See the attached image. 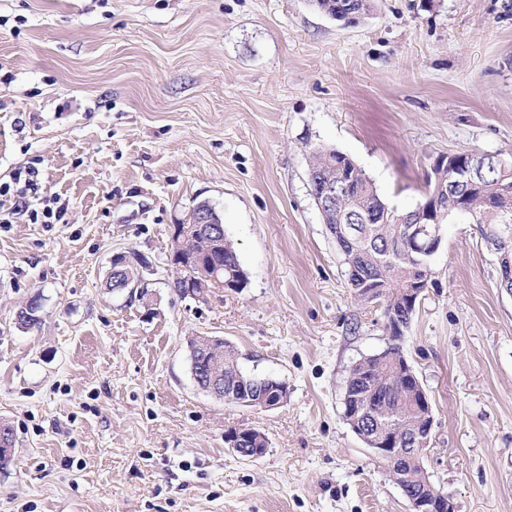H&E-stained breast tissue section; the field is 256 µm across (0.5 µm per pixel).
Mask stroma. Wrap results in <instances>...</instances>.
<instances>
[{
  "mask_svg": "<svg viewBox=\"0 0 512 512\" xmlns=\"http://www.w3.org/2000/svg\"><path fill=\"white\" fill-rule=\"evenodd\" d=\"M318 145L399 211L442 155L512 163V0H376L353 23L310 0H0V182L37 162L67 206L35 224L0 197V512H409L343 416L350 366L388 338L309 194ZM203 202L248 284L198 302L170 286V227ZM131 252L132 298L105 286ZM498 279L479 225L453 217L403 342L433 406L425 467L456 512H512ZM192 336L224 338L287 401L199 391ZM232 427L266 453H234ZM243 430L244 428H232L228 430L224 434V436H226L225 441L229 444L230 448L242 458L257 459L259 457H262L265 454L266 450L263 453H259L258 448H268V440L266 435L263 432H260L253 428L247 440V446H249L250 448H247L245 446L244 440V438H246L247 435H242L246 433ZM240 432H242V434H238Z\"/></svg>",
  "mask_w": 512,
  "mask_h": 512,
  "instance_id": "obj_1",
  "label": "stroma"
}]
</instances>
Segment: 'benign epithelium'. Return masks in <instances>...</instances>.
<instances>
[{"instance_id": "1", "label": "benign epithelium", "mask_w": 512, "mask_h": 512, "mask_svg": "<svg viewBox=\"0 0 512 512\" xmlns=\"http://www.w3.org/2000/svg\"><path fill=\"white\" fill-rule=\"evenodd\" d=\"M437 163L448 168V180H438L434 192L428 193L424 204L416 208L415 214L408 220L405 228L407 237L411 238L413 246L420 256L419 279L409 283L401 291L402 307L410 309L416 304L427 288L432 270L430 262L438 252L442 238V220L447 215L446 198L448 190L455 189V213L467 215L470 207L467 203L470 191L481 184L483 170L491 165L498 164L500 169H506V162L490 154L450 153L437 160ZM310 195L319 210L323 223L329 225L330 232L342 238L349 246L356 247L359 237L351 228L353 224H367L369 217L350 208L346 203L349 182L343 176L331 177L316 169L308 173ZM201 234L209 239L210 248L224 247V225L215 218L213 209H201L196 212L193 223L174 224L170 231L171 257L181 256L187 247V241L192 236ZM175 278L183 282L186 288L185 296L197 301H206L215 290L232 289V282L224 279V270L216 269L208 277L209 284L193 283V269L184 263L172 264ZM129 268L126 262L114 256L112 260L113 292L133 295L140 292V278L127 275ZM226 346L218 343V338L204 337L194 347L196 353L190 354L193 364L196 365L194 377L197 379L198 389L215 398H224V350ZM261 384L267 386V391L250 394L236 392L231 389L230 397L239 405L256 410H272L284 404L288 391L278 390L269 385L266 380ZM415 387L421 393L419 425L409 430L403 425H392L388 422L376 423L363 419V414H353L350 420L351 428L364 445L376 458L388 462L387 472L393 476V483L402 491L408 501L409 512H455L454 503L440 490L434 488L427 478H422V488L414 491L408 490L400 483V472L397 464L412 457L416 462H422L423 448L428 445L433 431L434 416L430 398L420 381H415ZM225 441L240 457L257 459L261 453L256 448L245 446L244 435L227 436Z\"/></svg>"}]
</instances>
